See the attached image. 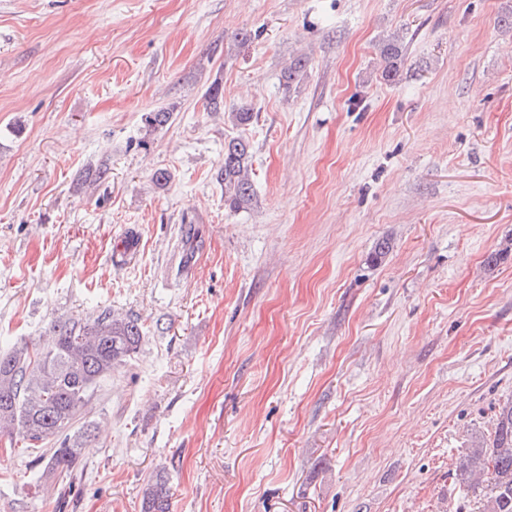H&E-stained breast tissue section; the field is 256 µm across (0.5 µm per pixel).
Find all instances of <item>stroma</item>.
Returning <instances> with one entry per match:
<instances>
[{"label": "stroma", "mask_w": 512, "mask_h": 512, "mask_svg": "<svg viewBox=\"0 0 512 512\" xmlns=\"http://www.w3.org/2000/svg\"><path fill=\"white\" fill-rule=\"evenodd\" d=\"M511 15L0 0V349L106 308L145 334L87 405L71 487L30 486L0 441V512H140L161 470L170 512H478L453 461L512 397ZM159 108L171 122L146 132ZM237 136L253 199L233 211L218 174ZM379 50L384 62L382 74L385 80L390 81L396 76L404 61L402 44L400 40L392 38L383 42Z\"/></svg>", "instance_id": "1"}]
</instances>
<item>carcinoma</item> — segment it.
Here are the masks:
<instances>
[{
    "label": "carcinoma",
    "mask_w": 512,
    "mask_h": 512,
    "mask_svg": "<svg viewBox=\"0 0 512 512\" xmlns=\"http://www.w3.org/2000/svg\"><path fill=\"white\" fill-rule=\"evenodd\" d=\"M379 50L382 74L390 81L404 61L402 44L392 38ZM307 66V55L293 58L283 72L284 86L291 87ZM206 100L209 111L221 110L219 82L208 88ZM172 115L160 108L149 113L146 124L162 128ZM251 157L249 140L236 137L224 143V204L232 210L252 200ZM48 333L50 340L43 347L24 343L0 351V436L8 437L9 453L33 456L36 487L44 478L70 485L80 476L91 434L69 430L88 405L90 393L137 354L143 340L137 318L110 310L56 321ZM495 417L493 437L470 439L455 459V475L469 488L485 485L479 512H512V398L499 404ZM170 500L169 479L159 473L143 490L141 512H170Z\"/></svg>",
    "instance_id": "cac0c4a2"
}]
</instances>
